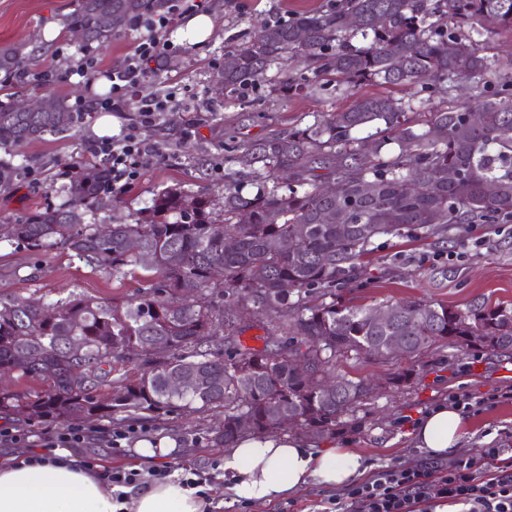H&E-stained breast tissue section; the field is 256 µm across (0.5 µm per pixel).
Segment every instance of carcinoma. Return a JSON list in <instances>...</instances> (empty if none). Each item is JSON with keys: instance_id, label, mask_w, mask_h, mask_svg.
<instances>
[{"instance_id": "carcinoma-1", "label": "carcinoma", "mask_w": 512, "mask_h": 512, "mask_svg": "<svg viewBox=\"0 0 512 512\" xmlns=\"http://www.w3.org/2000/svg\"><path fill=\"white\" fill-rule=\"evenodd\" d=\"M169 0H76L65 27L80 31L79 48L109 42L121 25L165 12ZM436 20H431V17ZM512 29V0H341L328 10L266 22L244 44L224 54V91L232 98L269 67L292 56L315 65V76L350 88L366 81L429 85L449 95L459 83L470 96L430 111L418 131L411 107L390 95L359 98L351 107L321 115L313 124L248 145L235 157L260 182L253 195L224 183V223L207 199L176 189L159 192L129 222L110 225L105 236L83 223L82 209L98 203L112 181L105 163L78 174L67 187L68 204L47 206L0 237L32 249L61 246L88 266L125 276L141 270L152 288L123 304L74 298L42 321L33 303H0V366L47 381L50 391L29 397L0 392V414L24 423L54 417L64 423L91 413L207 412L222 409L224 429L211 441L226 448L245 431L285 426L332 431L371 397L369 383L335 374L339 357L414 359L435 342L512 352V303L473 302L466 310L418 301L387 304L391 322L378 325L371 310L338 302L374 240L406 229L435 232L447 224L512 221V74L500 73L484 54L482 32ZM360 38L363 44L356 45ZM34 57L0 49V73L21 79ZM477 112L480 120H470ZM77 121L58 98L50 112H17L0 105V145L20 147ZM368 128L379 138L360 137ZM390 144L399 152L386 158ZM262 170H254L256 164ZM288 169V189L278 172ZM320 170L338 191L323 189ZM272 186H267V183ZM494 184L495 193L485 186ZM137 237L144 254L127 250ZM239 241L224 251V239ZM214 267L224 280L210 282ZM292 288L283 291L282 282ZM222 303L198 307L196 295ZM250 304L265 317L258 327L279 335L274 347H245L235 339V308ZM225 335L224 348L206 343ZM85 344L84 362L71 358L66 338ZM165 343L166 358L135 379L110 380L117 364ZM197 374L195 388L172 391L168 380ZM335 382L327 392L322 381ZM113 389L104 402L100 389Z\"/></svg>"}]
</instances>
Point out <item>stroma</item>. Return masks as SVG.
<instances>
[{"instance_id": "1", "label": "stroma", "mask_w": 512, "mask_h": 512, "mask_svg": "<svg viewBox=\"0 0 512 512\" xmlns=\"http://www.w3.org/2000/svg\"><path fill=\"white\" fill-rule=\"evenodd\" d=\"M337 2L202 0L204 11L215 19L214 36L197 45L178 42L176 52L166 59V67L154 70L140 89L147 95L179 83L186 91L188 109L165 113L154 124L138 128L139 138L156 147L160 159L148 162L124 193L105 196L100 205L87 210L85 223L126 221L130 213L148 206L157 193L168 188L208 199L213 213L219 216L224 209L225 182L243 183L248 193L256 190L232 161L244 145L311 125L319 115L346 109L362 95L389 94L407 100L419 123L447 98L468 96L465 85L449 97L419 86H388L377 81L348 91L324 80L309 94L297 90L296 85L312 78L313 68L304 59L292 58L268 68L249 97L224 98L217 80L227 50L249 40L265 22L324 10ZM73 4L74 0H0V48L19 47L38 56L23 83L0 91V101L63 97L71 103L79 98L87 103L81 120L69 131L44 135L20 148L0 145V161L22 169L11 188L0 186V218L17 222L37 209L66 202L68 176L84 159L87 143L96 138L94 126L101 112L94 102L100 91L112 87L105 73L132 54L140 36L129 27L112 36L105 46L93 45L83 51L66 32L45 41V25L62 24ZM86 55L96 58L99 76L88 83L63 79V72ZM46 69L58 72V79L38 81L37 72ZM477 236L485 239L479 248L473 244ZM150 286V280L140 276L121 277L106 267L91 268L60 247L34 251L0 241V300L18 296L51 306L83 296L120 304ZM341 299L364 307L405 300L432 301L459 309L478 300L490 305L512 303V221L452 224L446 232L425 238L414 231L378 238ZM400 367V360L392 358H339L337 374L365 379L374 383L375 390L335 430L321 435L307 432L304 440L318 447L335 443L361 453L376 469L398 464L420 466L429 463L431 456L415 447L410 436L412 420L447 402L454 391L512 389V356L507 354L464 352L439 343L417 357L411 381L397 386L392 379ZM80 425L95 432L135 426L143 429L144 439L169 438L176 448L164 457V464L178 476L196 471L212 477L218 487L212 512H323L328 499L344 494L343 488L328 489L311 482L274 503L231 504L224 473L213 468L225 452L211 441L214 432L224 427V414L219 409L190 416L179 412L103 416L81 420ZM492 447L500 448L502 457L512 456V398L468 415L466 433L456 453L478 459Z\"/></svg>"}]
</instances>
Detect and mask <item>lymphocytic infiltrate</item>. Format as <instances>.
Listing matches in <instances>:
<instances>
[{
    "instance_id": "f902f5d3",
    "label": "lymphocytic infiltrate",
    "mask_w": 512,
    "mask_h": 512,
    "mask_svg": "<svg viewBox=\"0 0 512 512\" xmlns=\"http://www.w3.org/2000/svg\"><path fill=\"white\" fill-rule=\"evenodd\" d=\"M200 6V0H172L167 13L135 22V29L141 32L135 51L108 72L112 94L97 100V108L125 111L136 88L147 77L151 63L175 52L169 35L178 19ZM185 104V99L171 88L142 97L134 125L118 137L86 146L88 156L110 166L112 194H121L139 177L146 161L157 155L155 148L138 139L137 126L154 123L164 113L179 111ZM87 441V432L76 426L49 431L34 439L20 430L0 431V446H33L48 456L59 448L79 450ZM444 502L465 505L467 512H512V463L501 459L499 449L493 448L479 461L461 456L445 464L385 466L349 487L344 497L330 500L324 512H417L418 507Z\"/></svg>"
}]
</instances>
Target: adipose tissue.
Returning <instances> with one entry per match:
<instances>
[{"label": "adipose tissue", "instance_id": "obj_1", "mask_svg": "<svg viewBox=\"0 0 512 512\" xmlns=\"http://www.w3.org/2000/svg\"><path fill=\"white\" fill-rule=\"evenodd\" d=\"M466 422L454 408L430 410L412 429L416 447L443 457L454 452ZM233 502L266 504L288 496L309 481L343 486L367 472L357 452L330 447L319 450L284 432L243 434L224 454ZM193 490L168 480L116 501L97 474L64 462L29 463L18 459L0 466V512H202Z\"/></svg>", "mask_w": 512, "mask_h": 512}]
</instances>
